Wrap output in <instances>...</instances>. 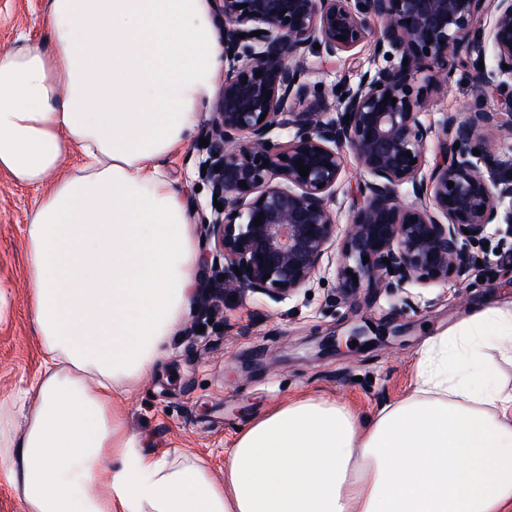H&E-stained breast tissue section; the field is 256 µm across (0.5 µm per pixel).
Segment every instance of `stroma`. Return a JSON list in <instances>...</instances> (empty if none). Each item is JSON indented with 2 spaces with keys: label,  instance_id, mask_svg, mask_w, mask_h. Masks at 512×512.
<instances>
[{
  "label": "stroma",
  "instance_id": "35a3bbf8",
  "mask_svg": "<svg viewBox=\"0 0 512 512\" xmlns=\"http://www.w3.org/2000/svg\"><path fill=\"white\" fill-rule=\"evenodd\" d=\"M42 0H0V51L23 38H42L33 20ZM378 59L375 40L335 63L307 57V78L329 88L357 83ZM474 71L455 66L445 91L426 106L432 119L464 113L476 93ZM199 156L184 150L167 162V176L184 187L190 219L210 206L208 188L197 176ZM35 191L0 175V399L29 388L40 372V340L27 312V274L22 231ZM479 263L459 285L435 283L390 292L360 288L340 297L334 274L311 294L277 303L261 295L223 296L212 324L191 309L158 370L129 387L118 403L128 429L145 449L163 454L188 449L216 479L236 430L288 398L323 395L350 408L359 419L408 397L417 362L431 338L456 328L474 309L512 308V238L492 235L472 247ZM373 324L372 344H353V323ZM402 329L394 337V329ZM339 336L340 348L318 352L320 340Z\"/></svg>",
  "mask_w": 512,
  "mask_h": 512
}]
</instances>
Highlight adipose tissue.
<instances>
[{
  "label": "adipose tissue",
  "mask_w": 512,
  "mask_h": 512,
  "mask_svg": "<svg viewBox=\"0 0 512 512\" xmlns=\"http://www.w3.org/2000/svg\"><path fill=\"white\" fill-rule=\"evenodd\" d=\"M40 40L0 51V173L38 189L23 245L41 338L34 402L0 403L20 512H512V311L425 343L410 396L359 421L298 396L242 428L215 479L145 451L115 405L165 354L200 242L164 166L217 93L210 0H43ZM27 409L22 435L12 415Z\"/></svg>",
  "instance_id": "obj_1"
}]
</instances>
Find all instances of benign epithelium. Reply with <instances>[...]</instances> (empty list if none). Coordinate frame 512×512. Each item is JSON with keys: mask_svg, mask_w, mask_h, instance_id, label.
Masks as SVG:
<instances>
[{"mask_svg": "<svg viewBox=\"0 0 512 512\" xmlns=\"http://www.w3.org/2000/svg\"><path fill=\"white\" fill-rule=\"evenodd\" d=\"M213 3L224 25V82L202 133L209 145L194 149L206 167L199 179L223 204L221 212L212 205L200 213L213 243L207 259L221 267L216 287L286 300L314 283L338 236L337 288L345 298L363 281L390 291L463 282L477 261L469 247L501 233L500 209L512 203V179L500 174V162L473 154L487 134L503 129L502 113L485 107V75L476 68L473 102L463 115L445 113L440 120L460 146H443L424 178L435 124L424 120L422 109L429 92L448 85L461 53L477 64L489 51L505 76L496 91L512 118V0ZM260 30L265 34L253 35ZM372 36L385 64L356 84L345 81L326 92L306 79L307 53L315 45L316 54L331 61ZM349 154L365 180L341 225L330 204ZM300 167L309 175L301 176ZM404 185L412 189L410 204Z\"/></svg>", "mask_w": 512, "mask_h": 512, "instance_id": "7a95c632", "label": "benign epithelium"}]
</instances>
